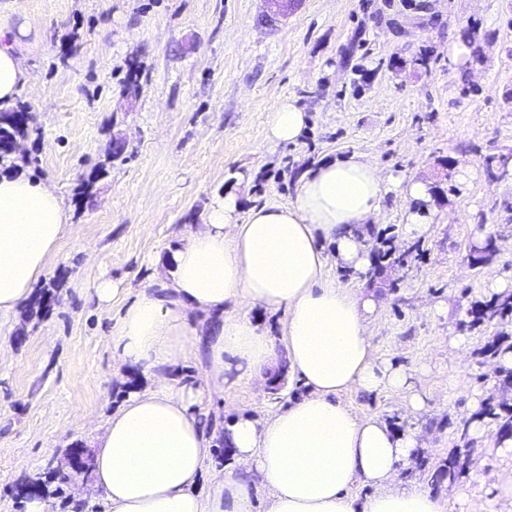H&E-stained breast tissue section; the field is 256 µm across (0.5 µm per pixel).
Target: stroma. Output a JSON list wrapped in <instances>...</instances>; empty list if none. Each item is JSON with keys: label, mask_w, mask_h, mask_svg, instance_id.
Listing matches in <instances>:
<instances>
[{"label": "stroma", "mask_w": 512, "mask_h": 512, "mask_svg": "<svg viewBox=\"0 0 512 512\" xmlns=\"http://www.w3.org/2000/svg\"><path fill=\"white\" fill-rule=\"evenodd\" d=\"M30 26V84L14 111L26 130L0 167L42 178L75 226L19 316L0 318V512H25V486L44 481L55 512L74 493L106 512L92 477V436L127 397L150 388L116 376L109 332L118 307L166 274L169 247L204 223L211 201L293 200L302 171L363 152L385 172L432 182L428 235L406 236L420 202L387 196L362 271L331 264L337 284L383 299L370 323L380 359L412 371L425 411L400 394L348 392L359 414L425 442L401 478L440 496L445 512H512L493 495L512 478L500 425L472 438L468 399L512 415V387L490 366L512 346V313L481 320L493 278L512 280V0H17ZM470 49L448 66V46ZM308 112L297 143L270 145L266 115L285 97ZM110 279L116 303L94 288ZM465 350L450 349L452 336ZM297 379L203 390L199 408L261 416L303 395ZM82 471L72 475L73 449ZM457 456L448 475L449 456Z\"/></svg>", "instance_id": "1"}]
</instances>
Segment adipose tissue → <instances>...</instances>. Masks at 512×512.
I'll return each mask as SVG.
<instances>
[{
    "label": "adipose tissue",
    "mask_w": 512,
    "mask_h": 512,
    "mask_svg": "<svg viewBox=\"0 0 512 512\" xmlns=\"http://www.w3.org/2000/svg\"><path fill=\"white\" fill-rule=\"evenodd\" d=\"M26 34L23 22L0 27V108L30 80ZM307 124L306 110L284 98L267 115L266 137L293 144ZM390 194L425 204L431 185L354 153L304 170L290 203L245 211L231 191L212 201L206 222L169 252L166 282L137 289L111 328L116 371L139 370L155 385L131 394L95 437L92 474L107 512H251L261 492L267 512H444L439 496L398 476L422 448L420 434L359 416L342 399L391 389L412 412L425 408L411 373L374 354L368 322L378 300L336 285L329 271L333 261L366 268L368 226ZM73 231L44 180L0 172V317L24 306ZM245 303L284 311L289 372L306 392L261 417L240 410L213 422L198 407L201 384L220 389L272 366L268 336L225 312ZM199 350L202 375L171 385L168 372ZM223 445L232 467L214 463ZM358 484L366 496L354 495Z\"/></svg>",
    "instance_id": "ef3b65f1"
}]
</instances>
